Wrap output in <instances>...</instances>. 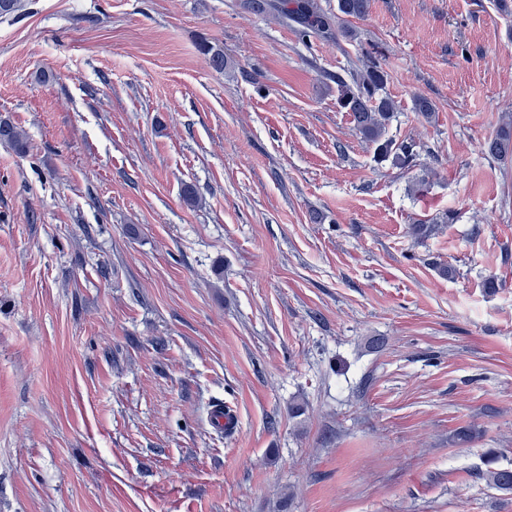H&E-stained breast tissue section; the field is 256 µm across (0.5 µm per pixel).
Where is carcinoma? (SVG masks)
<instances>
[{
    "instance_id": "obj_1",
    "label": "carcinoma",
    "mask_w": 512,
    "mask_h": 512,
    "mask_svg": "<svg viewBox=\"0 0 512 512\" xmlns=\"http://www.w3.org/2000/svg\"><path fill=\"white\" fill-rule=\"evenodd\" d=\"M245 6L277 13L289 21L304 41L333 36L354 41L358 39V32L351 26V20L365 17L371 8V0H336L334 13L323 10L316 0H268L266 3L249 0ZM201 51L212 69L224 71L226 61L223 49L203 45ZM349 76L350 80L347 81L341 75H336L338 103L351 116L356 132L373 147L374 160L387 162L399 170L419 166L420 154L415 143L389 136V126L396 118V107L385 93L388 72L368 55ZM415 111L428 123L436 121L433 103L423 96L416 98ZM0 143L9 144L19 151L26 148L22 132L6 120H0ZM483 150L499 161L512 157V125L501 126L493 137L484 141ZM483 477L500 491H512V469L489 467Z\"/></svg>"
}]
</instances>
